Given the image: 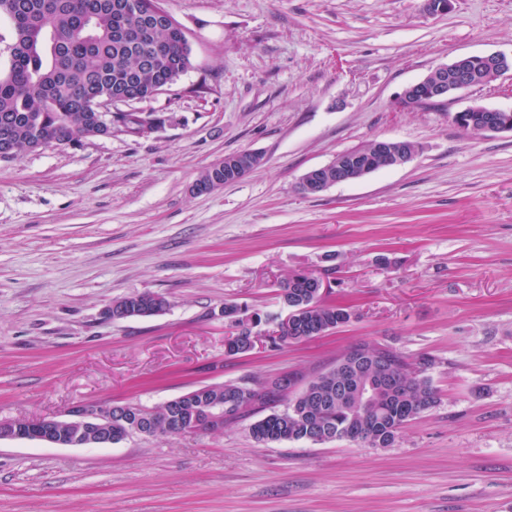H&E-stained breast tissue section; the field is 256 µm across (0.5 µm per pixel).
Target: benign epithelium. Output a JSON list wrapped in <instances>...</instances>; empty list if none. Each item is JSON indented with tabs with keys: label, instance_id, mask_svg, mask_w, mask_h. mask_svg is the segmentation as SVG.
<instances>
[{
	"label": "benign epithelium",
	"instance_id": "7a95c632",
	"mask_svg": "<svg viewBox=\"0 0 512 512\" xmlns=\"http://www.w3.org/2000/svg\"><path fill=\"white\" fill-rule=\"evenodd\" d=\"M493 72L496 76L512 75V52H495L482 55L459 56L452 62L437 66L422 79L406 86L396 99L400 108L415 106L420 92L426 91L438 102H445L454 93L473 87L483 80V75ZM375 152L383 167L402 166L413 159L401 144L379 140ZM394 381L389 376L368 379L358 387L362 402L374 400L381 389L391 390ZM45 426L37 433L23 435L17 430V419L0 417V441L36 440L54 446L84 447L110 446L112 440V402H82L67 408L62 414L44 418Z\"/></svg>",
	"mask_w": 512,
	"mask_h": 512
}]
</instances>
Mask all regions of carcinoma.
Wrapping results in <instances>:
<instances>
[{
    "mask_svg": "<svg viewBox=\"0 0 512 512\" xmlns=\"http://www.w3.org/2000/svg\"><path fill=\"white\" fill-rule=\"evenodd\" d=\"M156 0H0V16L13 29L7 45L9 73L0 77V151L13 156L28 150L66 145L77 136L100 131L101 104L122 98L138 102L174 84L191 65L190 47L180 24L151 25L145 10ZM512 121V112H463L456 124L466 130L481 121ZM112 122L132 135L145 123L159 126L164 119L153 112H114ZM348 163L374 172L381 161L371 145L349 151ZM196 182L204 189L226 185L224 170L208 166ZM324 279L308 271H296L279 285V297L289 318L270 340L276 349L309 341L348 323L345 307L322 301ZM137 304L138 316L157 315L168 299L143 292L113 301L116 307ZM261 317L247 306L224 303V337L228 355L250 351ZM390 369L403 380L400 391H383L369 406L352 399L363 371L353 364L336 363L311 380L283 412L273 411L249 426L258 443L313 441L328 434L331 439L358 441L372 448L394 444L408 422L435 406L437 392L425 376L431 361H407L395 350L385 349ZM292 379L286 374L258 385L225 383L198 387L174 402L147 408L125 404L120 417H112V433L127 432L136 422L154 426L161 435L174 434L178 422L190 423L200 407L222 417V425L235 424L259 408L287 395Z\"/></svg>",
    "mask_w": 512,
    "mask_h": 512,
    "instance_id": "1",
    "label": "carcinoma"
}]
</instances>
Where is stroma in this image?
Wrapping results in <instances>:
<instances>
[{
	"mask_svg": "<svg viewBox=\"0 0 512 512\" xmlns=\"http://www.w3.org/2000/svg\"><path fill=\"white\" fill-rule=\"evenodd\" d=\"M191 66L136 103L166 121L0 161V417L78 402L154 407L216 383L288 374L290 395L344 350L429 358L437 404L388 448L257 444L220 433L107 447L0 442V512H512V131L455 113L512 108V75L437 107L402 89L460 55L512 51V0H158ZM403 166L331 186L310 169L372 141ZM255 151L208 194L199 173ZM326 272L349 323L280 349L224 353L225 302L273 329L293 271ZM164 294L157 315L107 321L114 299ZM502 112V113H498ZM510 122H504V120ZM481 121H497L495 123L487 122L480 129H476L475 133H488L511 131L512 109L486 108L481 106H472L462 111L460 117L455 120L456 124L466 130H471L472 126L477 125ZM501 122V123H498Z\"/></svg>",
	"mask_w": 512,
	"mask_h": 512,
	"instance_id": "stroma-1",
	"label": "stroma"
}]
</instances>
